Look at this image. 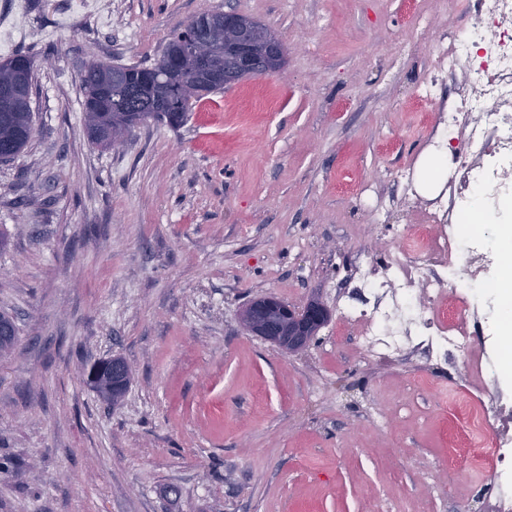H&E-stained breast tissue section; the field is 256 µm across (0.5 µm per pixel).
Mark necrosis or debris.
<instances>
[{"mask_svg": "<svg viewBox=\"0 0 512 512\" xmlns=\"http://www.w3.org/2000/svg\"><path fill=\"white\" fill-rule=\"evenodd\" d=\"M455 8L467 22L429 47L422 87L427 101L449 74L461 75L455 100L423 129L429 143L456 142L448 179L426 200L409 189L411 169L392 171L406 186L397 207L410 221L379 253H358L350 266L358 296L336 310L371 360H397L413 347L429 365L462 367L472 388L470 463L490 477L486 512H512V389L497 367L501 257L482 228L464 238L457 230L475 190L483 225L512 220V0H456Z\"/></svg>", "mask_w": 512, "mask_h": 512, "instance_id": "4bbe7bcc", "label": "necrosis or debris"}]
</instances>
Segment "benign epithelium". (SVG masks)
<instances>
[{
	"label": "benign epithelium",
	"instance_id": "benign-epithelium-1",
	"mask_svg": "<svg viewBox=\"0 0 512 512\" xmlns=\"http://www.w3.org/2000/svg\"><path fill=\"white\" fill-rule=\"evenodd\" d=\"M254 29L251 20L232 12L225 17L204 13L193 18L182 36L192 41V69L187 77L198 85L228 87L246 78L280 71L286 53L282 41L274 33L258 39ZM187 77L163 66L158 70L156 85L163 89ZM328 316L329 310L318 300L299 307L270 294L252 299L240 313L241 323L250 335L271 343L286 355L306 349ZM111 372L112 362L108 361L99 365L90 378V382L100 385L107 398L112 397L113 387L130 377L126 366L112 372V378L108 377Z\"/></svg>",
	"mask_w": 512,
	"mask_h": 512
}]
</instances>
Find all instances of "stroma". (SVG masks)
<instances>
[{"instance_id":"35a3bbf8","label":"stroma","mask_w":512,"mask_h":512,"mask_svg":"<svg viewBox=\"0 0 512 512\" xmlns=\"http://www.w3.org/2000/svg\"><path fill=\"white\" fill-rule=\"evenodd\" d=\"M35 131L0 162V512H481L458 408L419 362H365L335 320L286 356L239 312L273 294L328 310L349 259L391 240L370 211L388 167L429 154L415 131L452 0H110L59 30L69 0H24ZM274 30L283 71L211 94L119 151L84 128L94 60L153 64L198 14ZM122 357L120 405L91 388Z\"/></svg>"}]
</instances>
